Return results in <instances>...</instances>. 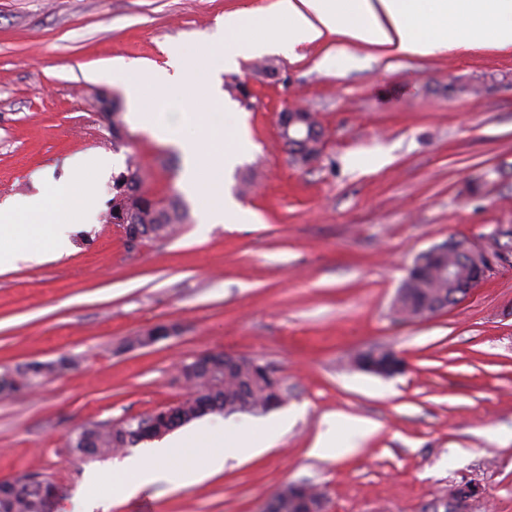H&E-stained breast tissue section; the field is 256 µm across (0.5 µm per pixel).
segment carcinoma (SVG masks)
<instances>
[{"label": "carcinoma", "mask_w": 512, "mask_h": 512, "mask_svg": "<svg viewBox=\"0 0 512 512\" xmlns=\"http://www.w3.org/2000/svg\"><path fill=\"white\" fill-rule=\"evenodd\" d=\"M295 152L305 163L307 157L321 155L319 141L303 140L297 143ZM107 224H138L141 227V241L161 239L170 236L174 225L187 220V211L176 198L162 199L144 188L143 175L139 166L127 159L126 170L112 178V198L107 210L101 215ZM455 243L448 244V254L420 255L415 264L419 272L408 274L402 288L404 294L398 301L397 313L408 319H423L427 311L440 296L448 295L451 289L435 278L432 267L453 255ZM264 363L258 358L240 356L235 369L226 376L220 370H209L198 365L196 360L182 364L181 377L193 391L206 398L212 414H235L239 412L262 414L278 407L284 396L282 382L272 383L257 374ZM72 368L68 358L46 365L28 363L0 372V396H9L19 391L34 388L50 371L64 372ZM199 400L186 401L184 416L171 423L157 417L158 425L171 432L192 420L199 418L195 413ZM139 418L127 419L119 426L88 422L80 426L70 438L71 453L81 460L104 459L112 454L131 448L140 443L137 435ZM52 482L49 477L23 474L12 480L0 481V512H41L40 488Z\"/></svg>", "instance_id": "carcinoma-1"}]
</instances>
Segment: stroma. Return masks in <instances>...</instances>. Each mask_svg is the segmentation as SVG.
Returning a JSON list of instances; mask_svg holds the SVG:
<instances>
[{"label":"stroma","instance_id":"1","mask_svg":"<svg viewBox=\"0 0 512 512\" xmlns=\"http://www.w3.org/2000/svg\"><path fill=\"white\" fill-rule=\"evenodd\" d=\"M273 0H0V200L66 174L72 157L134 158L144 187L184 198L183 156L127 131L113 147L99 116L110 67L164 68L170 48L207 58L225 14ZM335 42L279 55L277 78L240 59L222 83L250 80L240 110L251 143L232 177L252 172L239 203L251 219L201 229L197 218L128 252L100 212L111 178L97 180L95 213L62 257L0 272V367L60 358L75 366L0 399V480L47 475L67 512L90 462L67 441L183 399L181 362L207 352L261 359L286 387L269 418L288 415L271 450L230 460L221 475L151 493L111 512H260L286 484L307 481L327 512H432L461 481L480 493L467 512H512V49L451 48L389 56ZM481 86L477 95L459 83ZM298 102L326 131L321 159L293 165L276 115ZM463 241L496 255L485 281L448 310L404 320L393 301L417 257ZM175 324L177 336L126 350L128 336ZM382 347L406 361L389 377L350 364ZM375 426L358 448L312 454L325 415Z\"/></svg>","mask_w":512,"mask_h":512}]
</instances>
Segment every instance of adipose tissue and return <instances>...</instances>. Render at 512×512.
Wrapping results in <instances>:
<instances>
[{
  "label": "adipose tissue",
  "instance_id": "adipose-tissue-1",
  "mask_svg": "<svg viewBox=\"0 0 512 512\" xmlns=\"http://www.w3.org/2000/svg\"><path fill=\"white\" fill-rule=\"evenodd\" d=\"M333 38L396 56H428L451 46L507 49L512 47V0H274L264 12L225 15L211 45L216 63L231 70L244 56L293 55ZM169 56L168 68H116L111 80L133 103L132 123L182 151L183 182L195 196L200 223H239L245 214L226 195L224 178L244 152L240 119L231 104L221 102L202 61L176 48ZM104 166L98 157L76 156L68 179L0 204V270L68 253L69 231L88 215L94 191L90 175ZM287 430L284 417L265 424L201 425L109 470L86 474L77 512H109L113 502L147 493L159 482L183 487L187 471L205 480L222 473L228 459L274 447ZM106 483L111 496H99L98 487Z\"/></svg>",
  "mask_w": 512,
  "mask_h": 512
}]
</instances>
